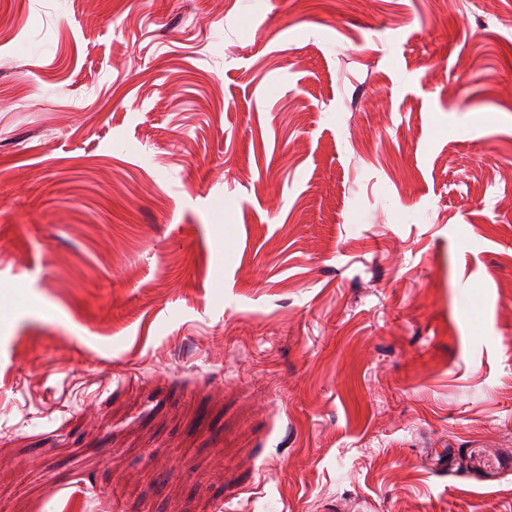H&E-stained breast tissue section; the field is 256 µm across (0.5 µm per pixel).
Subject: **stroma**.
<instances>
[{"label":"stroma","mask_w":512,"mask_h":512,"mask_svg":"<svg viewBox=\"0 0 512 512\" xmlns=\"http://www.w3.org/2000/svg\"><path fill=\"white\" fill-rule=\"evenodd\" d=\"M0 21V512H512V0Z\"/></svg>","instance_id":"obj_1"}]
</instances>
